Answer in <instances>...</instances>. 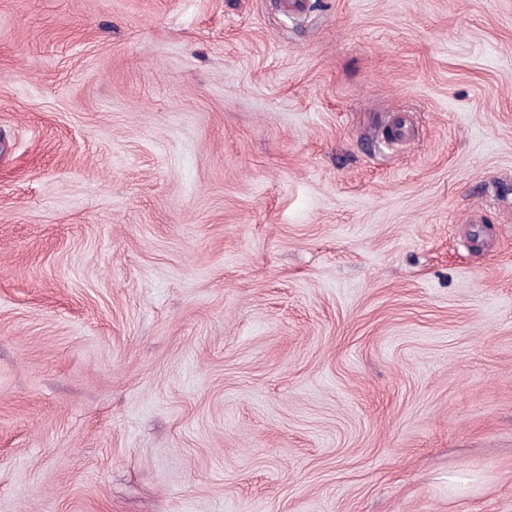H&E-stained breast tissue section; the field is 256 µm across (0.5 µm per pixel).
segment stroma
<instances>
[{
	"mask_svg": "<svg viewBox=\"0 0 512 512\" xmlns=\"http://www.w3.org/2000/svg\"><path fill=\"white\" fill-rule=\"evenodd\" d=\"M0 512H512V0H0Z\"/></svg>",
	"mask_w": 512,
	"mask_h": 512,
	"instance_id": "stroma-1",
	"label": "stroma"
}]
</instances>
